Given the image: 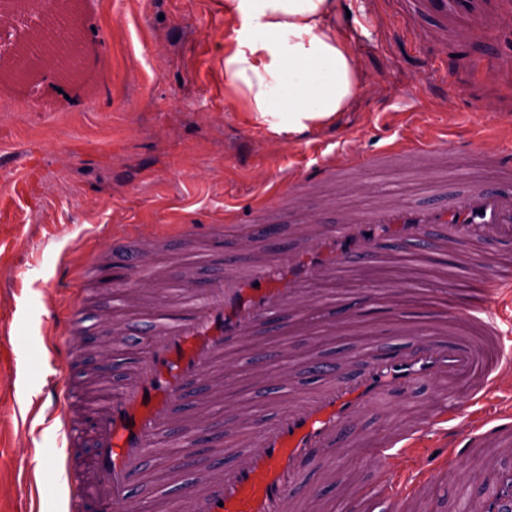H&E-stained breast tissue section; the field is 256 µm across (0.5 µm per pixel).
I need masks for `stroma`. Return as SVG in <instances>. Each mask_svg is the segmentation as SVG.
<instances>
[{
	"instance_id": "35a3bbf8",
	"label": "stroma",
	"mask_w": 512,
	"mask_h": 512,
	"mask_svg": "<svg viewBox=\"0 0 512 512\" xmlns=\"http://www.w3.org/2000/svg\"><path fill=\"white\" fill-rule=\"evenodd\" d=\"M349 16L338 24L352 37L363 73L356 104L327 129L292 143H274L249 126L240 105L224 94V0H82L81 40L90 76L79 89L43 70L33 81L0 79V201L21 191L26 206L13 218L0 214V512H64V443L41 407L53 369L46 321L79 297L90 319H142L163 303L132 296L124 311L112 308L116 290L100 279L86 284L87 256L131 234L166 233L154 254L162 276L181 272L184 228L217 224L220 258L196 269L193 287L208 288L243 257L254 237L255 258L298 248V227L338 223L343 209L359 210L375 198L413 204L447 203L463 190L486 138L512 148V104L495 110L501 84L512 82V43H495L488 29L461 44L415 42L407 25L434 31L433 19L407 22L398 0H347ZM429 139L440 153L433 176L412 163L347 171L312 181L314 164L357 143L370 153L398 140ZM305 203L291 207V187ZM269 202L278 233L256 235L255 203ZM415 283L395 304L346 322L318 300L285 308L264 320L224 353L222 385L201 379L178 405L164 435L176 439L184 422L209 404L242 415L275 413L284 387L311 390V361L353 370L362 345L385 354L402 348L408 330L442 316L432 271L384 262L328 290L353 301L369 288ZM75 375L84 408L118 391L139 344L111 351L113 371L91 387L95 350L84 343ZM169 476L155 456L142 473L157 490L143 497L141 512H170L195 472ZM349 475L326 492L328 512H346L370 483L361 456L343 460Z\"/></svg>"
}]
</instances>
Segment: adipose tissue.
<instances>
[{
  "instance_id": "adipose-tissue-1",
  "label": "adipose tissue",
  "mask_w": 512,
  "mask_h": 512,
  "mask_svg": "<svg viewBox=\"0 0 512 512\" xmlns=\"http://www.w3.org/2000/svg\"><path fill=\"white\" fill-rule=\"evenodd\" d=\"M343 0H224V93L249 125L293 142L332 125L363 76L336 25Z\"/></svg>"
}]
</instances>
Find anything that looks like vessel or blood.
I'll list each match as a JSON object with an SVG mask.
<instances>
[{
  "label": "vessel or blood",
  "instance_id": "1",
  "mask_svg": "<svg viewBox=\"0 0 512 512\" xmlns=\"http://www.w3.org/2000/svg\"><path fill=\"white\" fill-rule=\"evenodd\" d=\"M401 4L407 19L436 16L444 38L465 35L467 21L487 11L485 0ZM491 14L492 33L512 32V0H496ZM435 152L432 141L414 139L367 158L327 156L321 173L330 177L344 168L379 166L402 157L426 166ZM476 160L496 180L512 183V153L486 147ZM432 227L438 237H429ZM300 238L313 240V248L239 265L206 294L189 286V272L169 280L168 302L152 308L147 318V355L119 394L90 415L96 432L90 480L117 512H140L131 478L143 457L157 453L174 471L180 460L193 455L200 431L195 422L184 426L176 450L159 445L188 382L217 372L225 350L260 319L302 303L313 283L347 275L356 260L381 258L387 243L396 246L405 265L434 263L441 254L453 253L454 264L439 269V279L476 277L475 298L465 307L471 335L424 328L406 350L382 356L363 349L357 356L361 368L352 374L337 372L332 363L314 364L310 372L318 390L292 393L275 418L261 415L225 425L210 469L186 495L197 512H320L318 485L309 483V475L319 473V485L325 486L345 480L346 470L334 463L336 451L364 447L353 430L360 415L397 404L403 409L393 437L398 450L376 449L377 466L361 497V512H433L426 481L405 489L390 483L386 472L392 455L411 457L416 447L442 432L450 412L468 409L476 394L491 395L498 379L512 373V346L504 342L500 315L502 294L512 289V190L492 191L474 183L444 204L375 202L346 213L339 223L308 225ZM112 265L127 270L126 293L149 280L150 257L130 245L103 257L90 255L84 263L95 276ZM66 325L69 340L55 343L52 352L58 378L67 386L77 355L73 337L97 336L107 328L87 324L81 304L68 308ZM426 384L436 392L432 404L423 407L415 399ZM445 454L471 459L484 474L485 486L465 497L467 512H512V467L502 464L503 456L512 454L511 413L457 434ZM236 456L242 457L241 465L225 466V458Z\"/></svg>",
  "mask_w": 512,
  "mask_h": 512
}]
</instances>
